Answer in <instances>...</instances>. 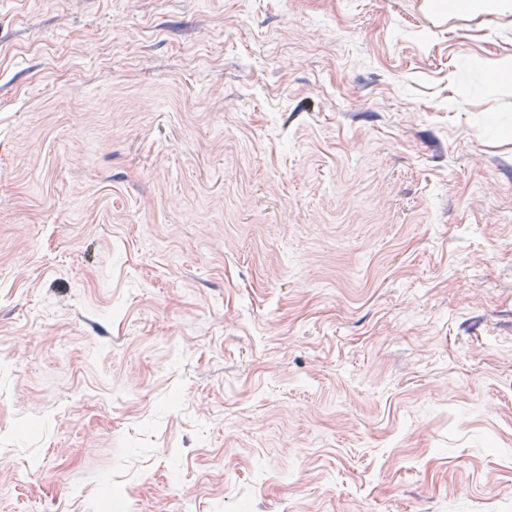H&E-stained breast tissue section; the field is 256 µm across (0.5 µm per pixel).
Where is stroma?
I'll list each match as a JSON object with an SVG mask.
<instances>
[{
    "instance_id": "35a3bbf8",
    "label": "stroma",
    "mask_w": 512,
    "mask_h": 512,
    "mask_svg": "<svg viewBox=\"0 0 512 512\" xmlns=\"http://www.w3.org/2000/svg\"><path fill=\"white\" fill-rule=\"evenodd\" d=\"M512 12L0 0V512H512Z\"/></svg>"
}]
</instances>
